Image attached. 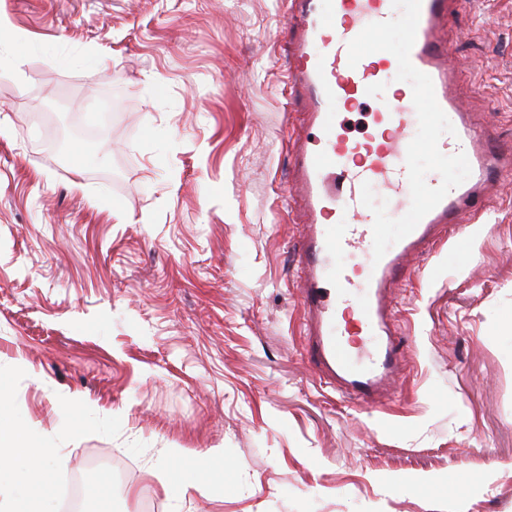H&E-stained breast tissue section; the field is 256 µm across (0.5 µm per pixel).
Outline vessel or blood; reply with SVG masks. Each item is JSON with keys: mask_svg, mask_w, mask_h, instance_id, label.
<instances>
[{"mask_svg": "<svg viewBox=\"0 0 512 512\" xmlns=\"http://www.w3.org/2000/svg\"><path fill=\"white\" fill-rule=\"evenodd\" d=\"M460 0H290L288 79L304 112L306 136L288 139L307 219L295 244L301 272L305 349L337 393L376 403L401 376L404 354L390 328L393 287L408 258L442 240L512 170V152L492 131L469 123L448 95L444 27ZM400 30L395 50L369 48L370 37ZM426 104L416 113V104ZM371 108L365 138L344 136L346 111ZM437 163L420 175L416 145ZM469 178L448 176L449 165ZM386 194L393 223L369 192Z\"/></svg>", "mask_w": 512, "mask_h": 512, "instance_id": "obj_1", "label": "vessel or blood"}]
</instances>
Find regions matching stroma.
Wrapping results in <instances>:
<instances>
[{
    "label": "stroma",
    "mask_w": 512,
    "mask_h": 512,
    "mask_svg": "<svg viewBox=\"0 0 512 512\" xmlns=\"http://www.w3.org/2000/svg\"><path fill=\"white\" fill-rule=\"evenodd\" d=\"M287 8L0 0V421L52 468L0 512L79 478L97 512H512V174L396 286L393 390L336 395L282 201ZM445 38L512 149V0H462Z\"/></svg>",
    "instance_id": "1"
}]
</instances>
